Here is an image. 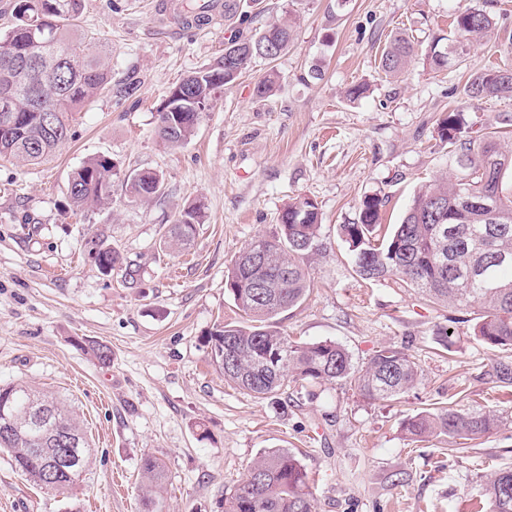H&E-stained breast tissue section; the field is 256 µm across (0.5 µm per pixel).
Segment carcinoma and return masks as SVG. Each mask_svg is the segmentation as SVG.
I'll return each mask as SVG.
<instances>
[{
  "label": "carcinoma",
  "mask_w": 512,
  "mask_h": 512,
  "mask_svg": "<svg viewBox=\"0 0 512 512\" xmlns=\"http://www.w3.org/2000/svg\"><path fill=\"white\" fill-rule=\"evenodd\" d=\"M81 0H14L13 22L0 30V99L8 97L12 110H0V157L30 165L48 161L71 137L65 114L112 93L107 51H94L77 24ZM493 17L480 8H468L454 19L456 39L446 47L435 42L427 53L431 70L442 72L464 65L471 45L487 36ZM291 25L278 21L256 35H238L224 44V66L194 71L169 92L158 114L156 134L169 147L184 145L224 86L233 83L257 58L272 60L288 48ZM411 41L398 35L384 49L380 66L387 74L400 72L412 56ZM474 100L512 97V67L473 73L464 88ZM60 115L59 127L47 121V106ZM462 112H450L439 126V139L448 146L452 176L421 186L398 224L382 230L379 194L364 196L354 224L339 225L355 273L368 282L394 277L425 299L471 312L474 334L495 347L512 350V143L501 131H489L473 140L466 136ZM114 165L106 155L85 161L70 174L67 195L73 207H102L112 201ZM130 198L146 201L164 194V179L148 170L126 176ZM201 206L183 208L166 231L165 243L187 248L197 225L203 223ZM322 217L317 204L298 198L279 215L276 232L250 242L263 248L260 276L266 288L251 284L253 272L231 260L225 288L242 323L217 325L204 337L209 360L224 372V379L260 399L281 402L290 382L334 384L347 381L371 401L398 398L420 383L423 370L409 353L393 347L375 351L356 369L340 344L324 340L298 342L273 327V319L297 306L310 290L305 261L322 251ZM93 259L103 271L121 263L119 250L99 241ZM82 349L101 364L112 359L110 348L86 340ZM16 413L18 432L0 433V449L15 467L44 486L43 463L53 448L71 449V457L85 469L91 445L77 416L49 396L21 384L0 385V410ZM47 411L74 442L55 441L36 420ZM490 414L453 406L419 412L402 423L411 439L446 436L470 440L498 426ZM144 484L142 512L155 507L165 487V468L155 456L141 466ZM260 485L240 484L224 497V512H316L306 469L286 449L262 453L251 466ZM479 497L491 512H512V469L492 472L479 485Z\"/></svg>",
  "instance_id": "1"
}]
</instances>
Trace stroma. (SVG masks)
<instances>
[{
    "mask_svg": "<svg viewBox=\"0 0 512 512\" xmlns=\"http://www.w3.org/2000/svg\"><path fill=\"white\" fill-rule=\"evenodd\" d=\"M234 2L194 29L167 0H82L78 23L107 50L113 86L136 81V96L112 93L69 115L71 139L44 164L0 159V384L65 400L92 448L68 491L33 484L0 452V512H141L148 455L165 464L162 512H224L225 494L271 448L301 461L317 512H474L481 475L512 468V395L493 376L512 354L397 279L363 283L338 227L356 222L371 193L388 198L383 224L401 222L415 191L448 170L437 136L448 112H465L473 137L489 121L512 125V98L463 94L470 74L512 66V0ZM469 7L493 15L495 29L462 68L431 72L434 38L452 37L456 13ZM283 18L293 26L287 50L226 85L191 140L162 144L155 130L169 90L223 65L231 33ZM398 34L417 51L390 76L379 59ZM314 64L322 79L310 77ZM271 72L273 92L257 99L256 83ZM358 83L367 93L347 99ZM96 155L115 165L112 203L73 210L70 174ZM143 169L163 176L166 193L136 203L124 178ZM298 197L322 213L323 250L307 263L306 300L277 327L299 342L342 344L358 369L382 346L412 354L424 379L399 399L369 401L341 383L292 386L282 411L210 363L204 336L242 318L224 285L232 258L272 233ZM194 201L206 222L193 245L167 247L165 231ZM101 235L123 257L108 275L90 255ZM85 339L109 346L110 364L86 355ZM435 403L490 412L500 424L461 447L444 436L411 441L402 422Z\"/></svg>",
    "mask_w": 512,
    "mask_h": 512,
    "instance_id": "obj_1",
    "label": "stroma"
}]
</instances>
